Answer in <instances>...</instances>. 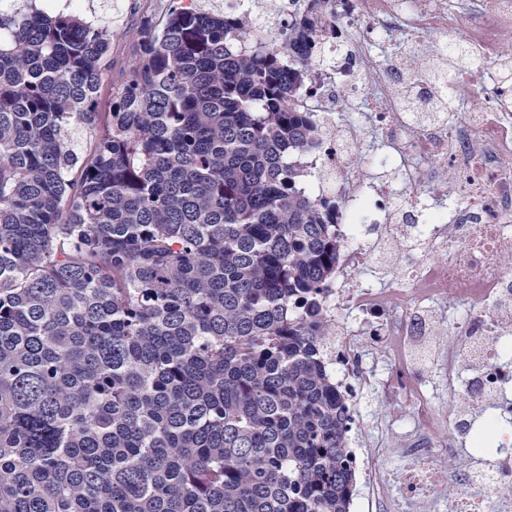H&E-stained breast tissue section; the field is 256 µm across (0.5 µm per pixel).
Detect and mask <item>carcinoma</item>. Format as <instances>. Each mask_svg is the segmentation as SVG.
<instances>
[{
	"label": "carcinoma",
	"mask_w": 512,
	"mask_h": 512,
	"mask_svg": "<svg viewBox=\"0 0 512 512\" xmlns=\"http://www.w3.org/2000/svg\"><path fill=\"white\" fill-rule=\"evenodd\" d=\"M315 48L206 0L132 34L0 0V512H348L336 201L294 165ZM136 46L128 38H115L107 54L98 92V112H110L113 97L130 76L137 55Z\"/></svg>",
	"instance_id": "cac0c4a2"
}]
</instances>
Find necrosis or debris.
<instances>
[{"mask_svg": "<svg viewBox=\"0 0 512 512\" xmlns=\"http://www.w3.org/2000/svg\"><path fill=\"white\" fill-rule=\"evenodd\" d=\"M305 0H224L245 16L252 43L278 48ZM512 0H343L313 19L321 57L294 100L311 113L321 148L303 160L313 199H337L342 251L324 295L332 323L329 368L348 395L369 374L364 339L389 371L384 391L412 407L415 429H388L368 453L353 414L361 477L351 512H512V68L503 34ZM396 264L379 284L359 270ZM464 316L444 331L446 303ZM434 365L449 393L433 404L418 371ZM498 431L493 459L437 475L434 439L473 441ZM405 459L391 476L390 458Z\"/></svg>", "mask_w": 512, "mask_h": 512, "instance_id": "obj_1", "label": "necrosis or debris"}]
</instances>
